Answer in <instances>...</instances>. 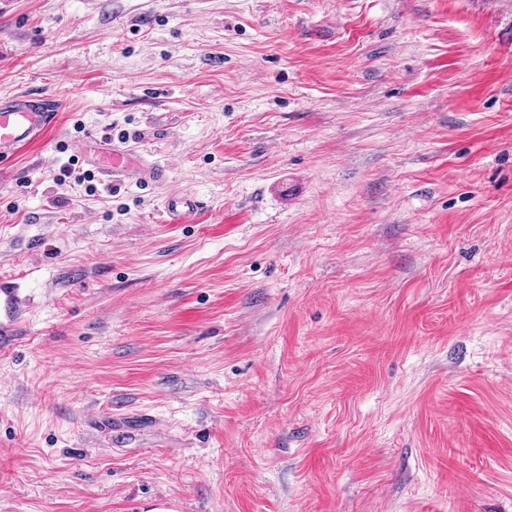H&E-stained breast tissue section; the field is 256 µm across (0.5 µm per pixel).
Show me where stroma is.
Segmentation results:
<instances>
[{
  "mask_svg": "<svg viewBox=\"0 0 512 512\" xmlns=\"http://www.w3.org/2000/svg\"><path fill=\"white\" fill-rule=\"evenodd\" d=\"M16 93L0 512H512V0H0ZM57 116L55 101L49 97L21 93L0 99V160L40 138L55 125ZM94 166L100 175L112 181L128 180L148 184L161 182L167 176V169L164 166L136 160L123 145L114 142L99 152ZM205 203L195 195L185 192L171 194L165 202V209L173 216L186 219L204 207Z\"/></svg>",
  "mask_w": 512,
  "mask_h": 512,
  "instance_id": "35a3bbf8",
  "label": "stroma"
}]
</instances>
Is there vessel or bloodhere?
<instances>
[{
  "label": "vessel or blood",
  "mask_w": 512,
  "mask_h": 512,
  "mask_svg": "<svg viewBox=\"0 0 512 512\" xmlns=\"http://www.w3.org/2000/svg\"><path fill=\"white\" fill-rule=\"evenodd\" d=\"M57 119L52 98L17 94L0 99V160L12 156L17 148L37 140L52 128ZM97 172L115 181L153 183L165 180L167 170L159 164L134 159L124 146L113 143L101 151L95 164ZM203 201L185 192L171 194L165 209L185 219L201 210Z\"/></svg>",
  "instance_id": "1"
}]
</instances>
